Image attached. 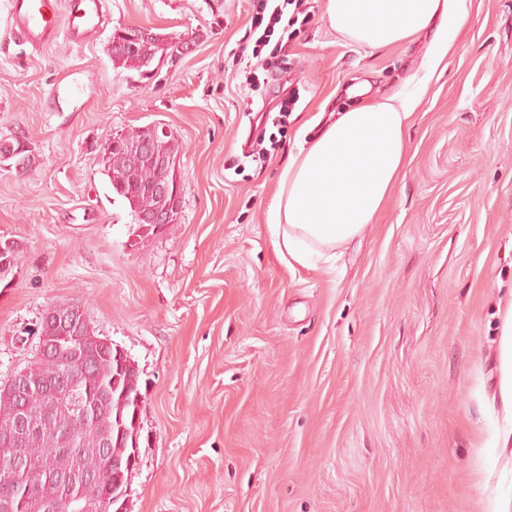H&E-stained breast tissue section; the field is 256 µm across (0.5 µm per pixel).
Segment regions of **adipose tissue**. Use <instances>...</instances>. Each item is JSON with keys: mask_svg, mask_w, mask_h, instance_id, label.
<instances>
[{"mask_svg": "<svg viewBox=\"0 0 512 512\" xmlns=\"http://www.w3.org/2000/svg\"><path fill=\"white\" fill-rule=\"evenodd\" d=\"M469 16L468 0H326L325 18L350 42L382 48L431 40L424 69L446 68L448 52ZM419 96L398 90L384 99L356 102L310 143L289 153L266 211V222L288 263L312 257L358 236L373 223L398 183L408 155L405 137ZM500 396L504 424L495 440L512 443V300L503 309Z\"/></svg>", "mask_w": 512, "mask_h": 512, "instance_id": "1", "label": "adipose tissue"}]
</instances>
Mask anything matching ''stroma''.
<instances>
[{
	"label": "stroma",
	"instance_id": "1",
	"mask_svg": "<svg viewBox=\"0 0 512 512\" xmlns=\"http://www.w3.org/2000/svg\"><path fill=\"white\" fill-rule=\"evenodd\" d=\"M253 0H105L106 25L33 50L0 0V384L49 307H81L139 376L127 512H496L512 498L501 310L512 298V0H471L408 130L409 163L333 267H288L266 210L302 124L413 89L430 38L370 49L323 20L245 92ZM186 49L114 66L113 31ZM298 88L293 112L268 107ZM158 124L182 147L176 223L140 234L101 171L113 133ZM267 150L264 160L249 159ZM128 31H118L113 38L110 39L109 52L112 51V56L123 55L129 50H133L135 45L141 41L153 40L156 42H163L164 37L162 34L154 31L150 26H128Z\"/></svg>",
	"mask_w": 512,
	"mask_h": 512
}]
</instances>
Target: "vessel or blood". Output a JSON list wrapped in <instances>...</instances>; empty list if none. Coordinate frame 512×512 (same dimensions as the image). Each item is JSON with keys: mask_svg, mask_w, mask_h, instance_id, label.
I'll use <instances>...</instances> for the list:
<instances>
[{"mask_svg": "<svg viewBox=\"0 0 512 512\" xmlns=\"http://www.w3.org/2000/svg\"><path fill=\"white\" fill-rule=\"evenodd\" d=\"M10 14L17 37L36 47L63 34L80 41L106 18L104 0H12Z\"/></svg>", "mask_w": 512, "mask_h": 512, "instance_id": "vessel-or-blood-1", "label": "vessel or blood"}]
</instances>
